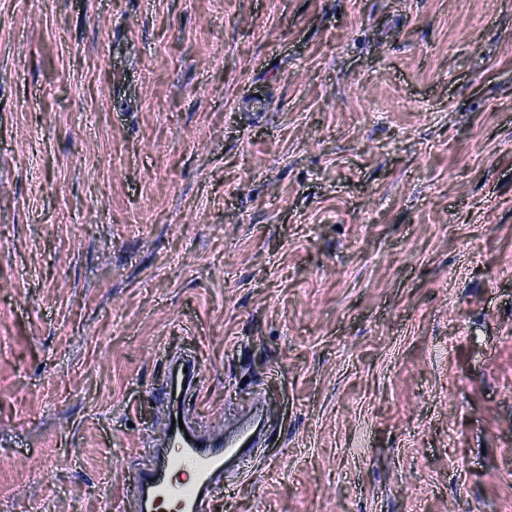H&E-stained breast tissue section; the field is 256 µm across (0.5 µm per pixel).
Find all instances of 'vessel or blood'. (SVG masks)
I'll use <instances>...</instances> for the list:
<instances>
[{
	"mask_svg": "<svg viewBox=\"0 0 512 512\" xmlns=\"http://www.w3.org/2000/svg\"><path fill=\"white\" fill-rule=\"evenodd\" d=\"M171 391L197 392L196 359L170 357ZM163 444L148 449V462L130 473L129 489L136 512H206L216 498L230 496L224 474L237 466L251 471V453L260 441L257 421H248L218 436L191 426L165 425Z\"/></svg>",
	"mask_w": 512,
	"mask_h": 512,
	"instance_id": "b4317fda",
	"label": "vessel or blood"
}]
</instances>
